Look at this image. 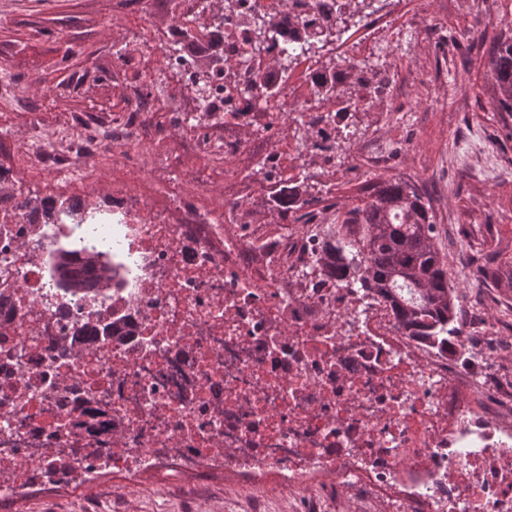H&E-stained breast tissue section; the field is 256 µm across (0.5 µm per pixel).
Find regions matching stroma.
Instances as JSON below:
<instances>
[{
	"instance_id": "stroma-1",
	"label": "stroma",
	"mask_w": 512,
	"mask_h": 512,
	"mask_svg": "<svg viewBox=\"0 0 512 512\" xmlns=\"http://www.w3.org/2000/svg\"><path fill=\"white\" fill-rule=\"evenodd\" d=\"M432 17L417 38L389 39L388 20L412 14ZM173 14L164 0H0V67L11 75L8 111L0 112V175L12 195L108 204L116 192L141 198L163 213H174V194L191 197L201 210L218 213L238 201L260 224H292L296 213L279 214L270 203V185L244 179L261 154L248 149L229 162L204 160L193 145L190 126L170 123L167 112L148 115L166 126L165 138L145 143L154 164L139 173L116 159L94 160L95 178L64 181L50 172L18 171L21 139L34 125L49 134L69 126L74 115L111 117L133 80L118 71L119 55L132 52L140 75L165 70V59L141 42L143 28L168 30ZM512 37V0H392L387 19L350 28L335 42L333 56L355 61L372 43H388V99L376 100L351 121L356 140L339 152L335 167L308 163L295 178L317 185L321 204L338 215L364 206L376 184L398 180L417 190L436 226L440 256L459 299L460 329L486 335L474 318L482 311L495 321L512 311V114L498 111V86L489 49ZM81 71L90 79L73 88ZM392 140V164L372 172L361 147L370 136ZM493 234L503 249L497 279L477 272L470 241ZM0 512H296L287 495L267 497L253 487L233 495L222 477L200 474L190 480L169 472L122 494L111 483L90 492L49 490L0 503Z\"/></svg>"
}]
</instances>
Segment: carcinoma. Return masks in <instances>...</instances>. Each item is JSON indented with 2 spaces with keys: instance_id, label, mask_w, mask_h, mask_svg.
<instances>
[{
  "instance_id": "carcinoma-1",
  "label": "carcinoma",
  "mask_w": 512,
  "mask_h": 512,
  "mask_svg": "<svg viewBox=\"0 0 512 512\" xmlns=\"http://www.w3.org/2000/svg\"><path fill=\"white\" fill-rule=\"evenodd\" d=\"M390 6L389 0H350L349 12L327 17L320 24L322 35L306 26L304 35H296L301 45L283 44L277 59L278 69L289 72L299 57H320L326 46L340 39L345 31L360 25ZM253 34L252 49L262 53L269 41L281 32V23L261 14L246 19ZM190 36L168 46L165 56L176 76L186 77L185 89L197 105L196 124L204 126V105L216 91L224 70L217 68L218 57L199 59L186 53ZM490 64L496 74L501 97L500 111L512 113V38L492 44ZM334 94L335 99L351 106L363 101L358 84H336L323 80L314 85L320 99ZM273 183L270 201L281 212L303 209L314 199L303 197L305 183L291 185V196H282L279 181ZM72 205L55 207L40 202L35 209L42 213V223L55 224L60 213ZM343 225L348 231L336 235L326 244L323 257L317 259L324 274L338 281L354 278L359 287L380 296L390 307L399 328L431 346H442L456 335L450 327L458 317L455 289L448 280V270L441 261L436 244L435 227L429 220L425 204L416 190L400 181L379 184L372 200L364 208L346 213Z\"/></svg>"
}]
</instances>
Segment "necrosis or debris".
<instances>
[{
  "label": "necrosis or debris",
  "instance_id": "necrosis-or-debris-1",
  "mask_svg": "<svg viewBox=\"0 0 512 512\" xmlns=\"http://www.w3.org/2000/svg\"><path fill=\"white\" fill-rule=\"evenodd\" d=\"M348 0H242L224 14V88L211 110L224 135H199L207 159L264 144L262 171L286 150L267 131L318 123L290 95H267L281 72L253 62L241 18L254 9L295 27ZM133 94L118 118L77 116L69 136H30L22 169L111 151L139 159L149 126ZM179 222L123 194L80 218L43 224L0 196V501L45 486L83 488L104 474L138 482L175 463L184 472L274 480L296 497L350 492L386 512H512V389L464 373L448 352L399 329L389 306L316 260L331 226L222 217L174 199ZM102 253L116 286L57 287L52 253ZM122 319L121 336L87 328Z\"/></svg>",
  "mask_w": 512,
  "mask_h": 512
}]
</instances>
